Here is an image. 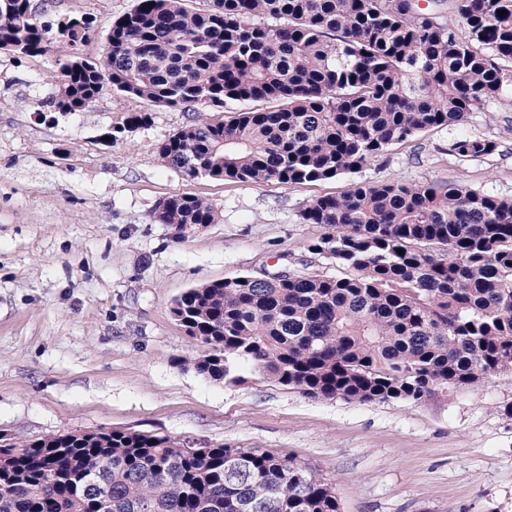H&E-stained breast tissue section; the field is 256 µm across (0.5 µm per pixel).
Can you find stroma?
Wrapping results in <instances>:
<instances>
[{
  "instance_id": "1",
  "label": "stroma",
  "mask_w": 512,
  "mask_h": 512,
  "mask_svg": "<svg viewBox=\"0 0 512 512\" xmlns=\"http://www.w3.org/2000/svg\"><path fill=\"white\" fill-rule=\"evenodd\" d=\"M135 0H33L50 15L88 13L77 53L100 58ZM62 47L0 50V438L16 445L122 430L292 457L331 483L339 512H512V371L421 401L310 398L253 374L231 386L197 373L199 344L171 315L188 288L284 269L333 273L308 252L320 224L303 204L359 182L463 183L512 198V102L391 145L360 171L289 187L184 178L160 142L189 113L117 99L50 107ZM149 111L148 126L125 128ZM495 151L464 161L461 136ZM194 194L213 224L175 241L157 203Z\"/></svg>"
}]
</instances>
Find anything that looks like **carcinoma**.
I'll list each match as a JSON object with an SVG mask.
<instances>
[{
	"instance_id": "carcinoma-1",
	"label": "carcinoma",
	"mask_w": 512,
	"mask_h": 512,
	"mask_svg": "<svg viewBox=\"0 0 512 512\" xmlns=\"http://www.w3.org/2000/svg\"><path fill=\"white\" fill-rule=\"evenodd\" d=\"M208 2L135 0L100 59L60 63L53 106L80 112L109 85L153 107H208L216 115L160 144L162 160L189 180L288 187L355 173L512 94V0ZM455 17L469 28L464 41ZM93 23L0 0V50L74 47ZM495 148L481 137L452 144L465 161ZM215 215L180 194L152 218L182 240ZM300 216L328 228L307 250L336 274L243 275L183 292L171 313L202 347L198 373L236 385L251 368L310 397L373 403L419 402L512 370V199L460 183H356L308 200ZM0 512H338V503L292 458L103 430L0 450Z\"/></svg>"
}]
</instances>
